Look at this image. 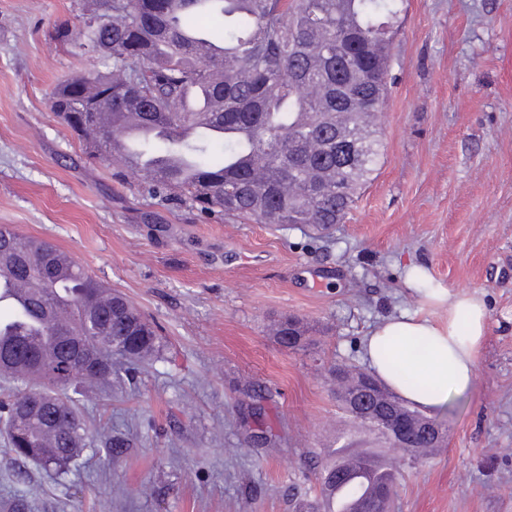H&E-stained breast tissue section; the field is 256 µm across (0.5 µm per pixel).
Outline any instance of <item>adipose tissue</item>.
<instances>
[{
	"instance_id": "obj_1",
	"label": "adipose tissue",
	"mask_w": 512,
	"mask_h": 512,
	"mask_svg": "<svg viewBox=\"0 0 512 512\" xmlns=\"http://www.w3.org/2000/svg\"><path fill=\"white\" fill-rule=\"evenodd\" d=\"M407 281L419 294L426 314L384 319L365 336L364 352L372 375L421 412L432 414L449 395L473 387L487 309L477 294L434 284L422 266H409ZM410 365L415 379L402 382L398 370Z\"/></svg>"
}]
</instances>
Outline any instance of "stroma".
Returning <instances> with one entry per match:
<instances>
[{"label":"stroma","mask_w":512,"mask_h":512,"mask_svg":"<svg viewBox=\"0 0 512 512\" xmlns=\"http://www.w3.org/2000/svg\"><path fill=\"white\" fill-rule=\"evenodd\" d=\"M86 0H0V225L50 241L161 328L162 358L91 417L136 434L125 457L85 454L65 477L0 451V499L30 512H292L312 463L348 420L323 368H365L384 318L422 312L405 283L418 263L480 295L486 335L472 390L436 419L445 444L403 469L395 512H512V0H403L380 116L384 160L332 238L144 195L134 175L88 162L49 109L56 85L111 59L69 52ZM321 327L291 351L270 327ZM271 391L243 447L242 388Z\"/></svg>","instance_id":"35a3bbf8"}]
</instances>
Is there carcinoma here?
<instances>
[{
    "label": "carcinoma",
    "instance_id": "carcinoma-1",
    "mask_svg": "<svg viewBox=\"0 0 512 512\" xmlns=\"http://www.w3.org/2000/svg\"><path fill=\"white\" fill-rule=\"evenodd\" d=\"M401 0H103L95 25L79 38L56 31L78 54L112 48V70L86 71L60 82L50 109L82 145L122 179L127 167L105 149L123 133L133 109L156 124L141 146L149 157L175 163L160 174L137 173L151 197H184L201 211L218 208L260 224H305L319 236L345 220L360 191L378 170L383 145L378 126L355 114L380 112L390 80V46ZM199 36L223 49L221 59L186 43ZM219 125L226 133L183 140L186 125ZM357 142L351 160L337 143ZM26 290V301L8 302ZM0 379L13 386L0 407V433L14 460L52 468L61 476L90 450L116 459L127 435L104 425L92 430L81 402L114 379L157 358L158 327L125 296L109 290L73 258L49 243L33 259L20 236L0 229ZM63 308L71 329L53 320ZM79 336L78 359L63 345L51 356L29 336ZM283 347L300 349L313 326L284 317L271 327ZM380 397L412 419L423 413L384 388ZM341 409L373 447L330 448L314 467L315 494L293 493L292 512H362L375 502L392 512L398 465L388 457L386 432L358 421L354 390L346 385ZM436 448L428 440L405 449L415 467Z\"/></svg>",
    "mask_w": 512,
    "mask_h": 512
}]
</instances>
